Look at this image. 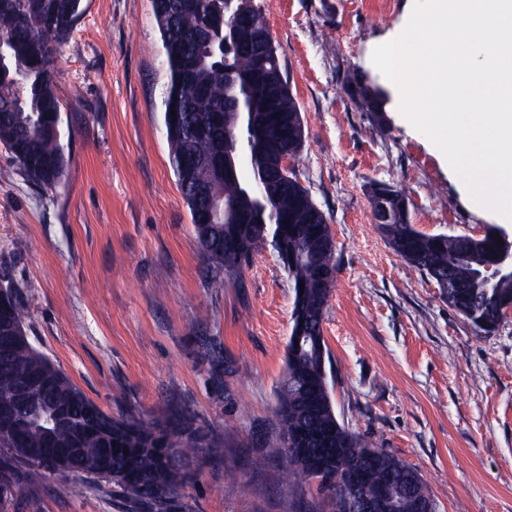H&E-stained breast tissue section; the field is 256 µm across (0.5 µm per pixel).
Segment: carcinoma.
Returning <instances> with one entry per match:
<instances>
[{"label":"carcinoma","mask_w":512,"mask_h":512,"mask_svg":"<svg viewBox=\"0 0 512 512\" xmlns=\"http://www.w3.org/2000/svg\"><path fill=\"white\" fill-rule=\"evenodd\" d=\"M81 2L0 0V144L24 176L42 187L63 183L68 169L56 54L81 14ZM152 5L169 74L163 123L171 163L202 251L214 269L232 273L268 239L297 293L284 376L297 380L300 391L278 386L281 434L271 445L273 454L288 460L285 483L316 486L334 508L338 492L328 481L340 457L348 483L372 497L390 494L395 512H415L418 501L432 498L419 473L362 442L334 411L322 322L329 292L318 278L320 268L335 259L325 249L334 239L294 172L284 183L272 171L270 147L295 157L303 142L299 107L276 47L269 52L267 84L256 86L252 58L236 50L235 32L224 25V0ZM249 23L254 38L272 39L261 12L253 10ZM187 155L195 156V165L181 164ZM214 201L226 210L209 224ZM256 217L263 223H251ZM384 229L393 250L412 266L449 278L452 307L474 326L482 318L496 319L500 302L512 299V279L490 285L475 279L498 259L494 232L471 249L448 235L416 231L405 210L393 207ZM0 281L6 284L2 337L26 330L28 311L8 273ZM202 448L217 453L222 444L180 414L148 424L104 411L28 338L0 351V512H11L22 493L38 495L52 476L39 459L45 453L61 473L95 490L119 489L136 512H180L190 462Z\"/></svg>","instance_id":"carcinoma-1"}]
</instances>
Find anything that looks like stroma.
<instances>
[{
    "label": "stroma",
    "instance_id": "1",
    "mask_svg": "<svg viewBox=\"0 0 512 512\" xmlns=\"http://www.w3.org/2000/svg\"><path fill=\"white\" fill-rule=\"evenodd\" d=\"M380 2L254 0L300 109L292 166L336 244L323 322L333 407L419 472L437 512H512V313L478 331L374 219L372 189L385 183L421 233L478 238L494 223L376 97L384 80L364 64L368 43L399 24L405 0ZM55 80L64 184L28 182L0 145V264L30 304V335L103 410L153 421L183 410L223 440L192 465L184 512H328L315 487L282 484L286 460L265 446L279 433L293 284L271 246L228 275L197 245L162 124L152 0H82ZM17 512L129 510L117 492L56 475Z\"/></svg>",
    "mask_w": 512,
    "mask_h": 512
}]
</instances>
